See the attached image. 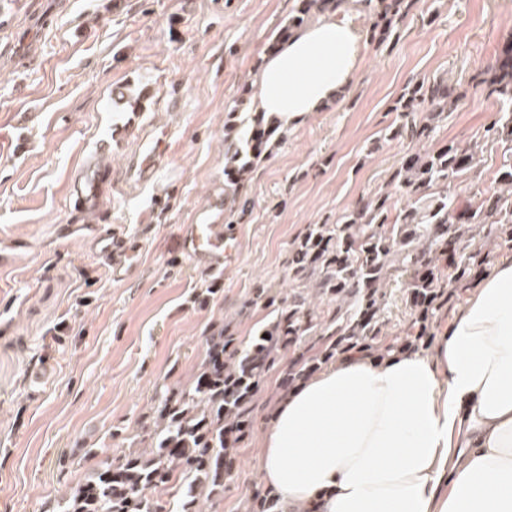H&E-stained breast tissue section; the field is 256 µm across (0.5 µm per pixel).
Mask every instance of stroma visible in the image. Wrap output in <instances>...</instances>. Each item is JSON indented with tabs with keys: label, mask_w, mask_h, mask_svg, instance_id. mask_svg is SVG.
<instances>
[{
	"label": "stroma",
	"mask_w": 512,
	"mask_h": 512,
	"mask_svg": "<svg viewBox=\"0 0 512 512\" xmlns=\"http://www.w3.org/2000/svg\"><path fill=\"white\" fill-rule=\"evenodd\" d=\"M296 0H0V248L28 243L0 268V512H46L110 448L132 447L156 385L203 358L221 316L250 339L270 322L249 306L259 289L286 295L289 243L380 189L407 144L388 141L407 84L444 79L465 96L435 142L481 148L469 187L490 190L505 148L485 131L500 109L479 70L512 43V0H419L339 103L287 130L241 190L251 209L234 225L231 258L209 272L179 255L185 224L224 196V117L253 83L268 39ZM145 87L143 111L113 107L117 88ZM166 134L153 176L128 160L145 127ZM107 164L95 214L73 185ZM109 224L142 246L113 280L67 224ZM217 282L210 301L199 294ZM283 365L256 398L220 512H246L265 484L259 447Z\"/></svg>",
	"instance_id": "35a3bbf8"
}]
</instances>
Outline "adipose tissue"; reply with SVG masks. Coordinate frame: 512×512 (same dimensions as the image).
<instances>
[{
	"instance_id": "ef3b65f1",
	"label": "adipose tissue",
	"mask_w": 512,
	"mask_h": 512,
	"mask_svg": "<svg viewBox=\"0 0 512 512\" xmlns=\"http://www.w3.org/2000/svg\"><path fill=\"white\" fill-rule=\"evenodd\" d=\"M351 19L266 55L256 111L288 128L361 69ZM280 512H512V260L494 261L433 355H349L280 404L259 454Z\"/></svg>"
}]
</instances>
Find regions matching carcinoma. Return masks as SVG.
<instances>
[{
  "instance_id": "cac0c4a2",
  "label": "carcinoma",
  "mask_w": 512,
  "mask_h": 512,
  "mask_svg": "<svg viewBox=\"0 0 512 512\" xmlns=\"http://www.w3.org/2000/svg\"><path fill=\"white\" fill-rule=\"evenodd\" d=\"M346 0H298L288 20L271 36L280 44L310 19L339 10ZM372 40L386 42L416 0H362ZM485 73L490 91L507 110L487 129L512 148V45ZM243 88L224 121L225 186L236 192L286 132L263 112L237 123L238 105L251 97ZM463 94L445 81L406 87L392 111L398 119L387 140L411 146L392 172L386 191L360 198L335 222L310 224L288 244L290 292L277 297L259 290L250 305L271 310L272 321L244 344L231 323L219 318L206 335L205 356L183 382L156 388L157 406L142 426L140 448L101 459L91 476L69 487L59 512H165L161 496L184 491L179 512H217L232 478L238 448L253 427L254 400L266 372L289 355L284 381H304L337 360L336 348L360 343L383 357L399 349L384 338L388 288L404 278L411 310L408 336L430 335V325L451 288H463L476 267L486 268L496 251L512 249V157L499 169L496 188L458 192L478 167V145L455 141L436 148L429 141L448 107ZM145 89L131 86L118 100L139 112ZM406 205L394 207V197ZM248 512H277L269 491H255Z\"/></svg>"
}]
</instances>
